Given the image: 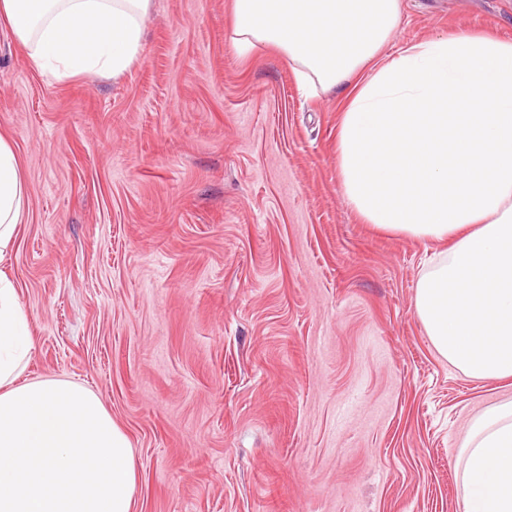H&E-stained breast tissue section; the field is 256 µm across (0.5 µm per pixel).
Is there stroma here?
<instances>
[{
	"instance_id": "35a3bbf8",
	"label": "stroma",
	"mask_w": 512,
	"mask_h": 512,
	"mask_svg": "<svg viewBox=\"0 0 512 512\" xmlns=\"http://www.w3.org/2000/svg\"><path fill=\"white\" fill-rule=\"evenodd\" d=\"M401 5L390 53L512 38V0ZM232 17L151 0L137 62L67 82L0 28L26 375L101 397L133 446L135 512H461L459 444L512 380L438 355L414 307L438 244L359 221L338 94L277 51L240 54Z\"/></svg>"
}]
</instances>
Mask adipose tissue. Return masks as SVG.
<instances>
[{"instance_id": "ef3b65f1", "label": "adipose tissue", "mask_w": 512, "mask_h": 512, "mask_svg": "<svg viewBox=\"0 0 512 512\" xmlns=\"http://www.w3.org/2000/svg\"><path fill=\"white\" fill-rule=\"evenodd\" d=\"M151 0H0L36 70L115 77L138 58ZM239 53L275 49L299 80L342 90L336 163L363 223L446 244L415 311L435 350L475 379L512 380V40L431 37L387 53L401 0H233ZM27 210L0 133V265ZM35 348L0 268V512H134L128 436L100 396L25 380ZM463 512H512V401L477 415L456 460Z\"/></svg>"}]
</instances>
